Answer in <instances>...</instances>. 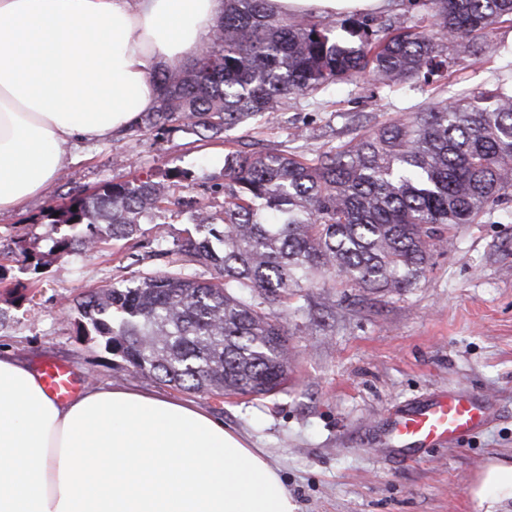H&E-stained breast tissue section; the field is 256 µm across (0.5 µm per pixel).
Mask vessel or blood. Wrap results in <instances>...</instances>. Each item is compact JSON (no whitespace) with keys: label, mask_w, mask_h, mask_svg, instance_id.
Listing matches in <instances>:
<instances>
[{"label":"vessel or blood","mask_w":512,"mask_h":512,"mask_svg":"<svg viewBox=\"0 0 512 512\" xmlns=\"http://www.w3.org/2000/svg\"><path fill=\"white\" fill-rule=\"evenodd\" d=\"M44 389L57 399H66L77 383L70 369L47 365L42 372ZM488 420L478 398L465 392L440 394L398 411L392 416V447L425 448L438 441L458 443Z\"/></svg>","instance_id":"b4317fda"}]
</instances>
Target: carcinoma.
Instances as JSON below:
<instances>
[{
	"mask_svg": "<svg viewBox=\"0 0 512 512\" xmlns=\"http://www.w3.org/2000/svg\"><path fill=\"white\" fill-rule=\"evenodd\" d=\"M430 24L279 16L269 0H224L212 38L188 67L154 72L157 105L134 132L218 135L342 82L394 87L442 77L477 56L512 0H423ZM512 195V64L493 87L377 127L314 159L294 153L224 159V209L170 198L152 181L103 182L50 207L68 228L52 254L136 235L166 203L191 212L200 238L180 249L211 270L160 272L93 291L77 303L76 334L98 336L137 372L199 395L262 396L288 384V332L274 306L340 280L401 291L424 277L438 229L473 224ZM41 274L45 255L17 246Z\"/></svg>",
	"mask_w": 512,
	"mask_h": 512,
	"instance_id": "cac0c4a2",
	"label": "carcinoma"
}]
</instances>
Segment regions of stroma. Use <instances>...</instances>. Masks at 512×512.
<instances>
[{
	"instance_id": "obj_1",
	"label": "stroma",
	"mask_w": 512,
	"mask_h": 512,
	"mask_svg": "<svg viewBox=\"0 0 512 512\" xmlns=\"http://www.w3.org/2000/svg\"><path fill=\"white\" fill-rule=\"evenodd\" d=\"M490 51L457 60L440 90L421 83L363 88L339 83L291 102L256 124L214 137L183 129L123 131L67 147L68 164L41 196L0 214V254L15 242L48 256L41 276L7 263L0 284V346L43 368L68 363L86 383L124 385L195 403L247 436L275 465L296 512H479L475 491L489 466L512 467V199L480 223L457 224L431 247L424 278L399 292L336 287L295 295L276 308L288 331L291 382L264 397H203L135 372L101 338H79L72 312L88 291L160 271L210 272L180 251L196 228L162 210L137 238L92 252L50 254L65 228L42 219L48 206L106 181H161L169 167L189 177L176 193L209 210L224 207L228 151L312 158L370 128L436 100L489 89L512 62V25ZM458 388L489 402L494 419L462 443L397 450L385 443L390 410Z\"/></svg>"
}]
</instances>
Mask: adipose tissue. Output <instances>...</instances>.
<instances>
[{
	"label": "adipose tissue",
	"mask_w": 512,
	"mask_h": 512,
	"mask_svg": "<svg viewBox=\"0 0 512 512\" xmlns=\"http://www.w3.org/2000/svg\"><path fill=\"white\" fill-rule=\"evenodd\" d=\"M281 15L372 13L388 0H270ZM224 0H0V213L40 195L63 145L104 140L157 105L153 71L193 59ZM484 512H512V467ZM0 512H295L263 451L200 407L131 387L50 397L0 353Z\"/></svg>",
	"instance_id": "1"
}]
</instances>
